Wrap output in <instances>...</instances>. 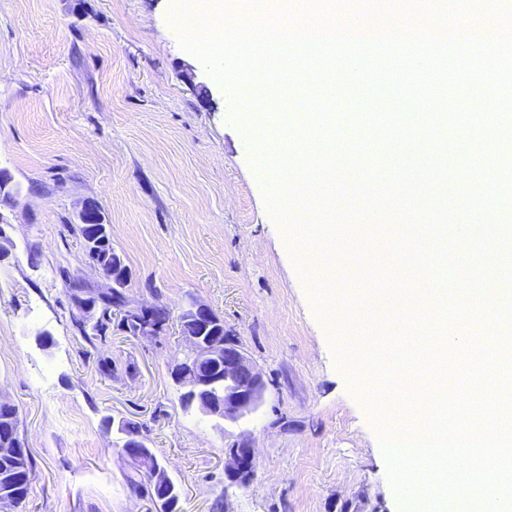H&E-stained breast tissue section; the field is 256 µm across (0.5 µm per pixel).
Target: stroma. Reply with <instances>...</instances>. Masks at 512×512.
<instances>
[{"instance_id": "35a3bbf8", "label": "stroma", "mask_w": 512, "mask_h": 512, "mask_svg": "<svg viewBox=\"0 0 512 512\" xmlns=\"http://www.w3.org/2000/svg\"><path fill=\"white\" fill-rule=\"evenodd\" d=\"M177 0H0V168L22 188L0 211L15 243L0 260V396L18 409L35 467L22 512H160L112 422L130 421L180 489L179 512H402L378 409L342 354L369 288L330 264L334 299L292 253L254 162L259 137L204 62L181 47ZM194 69L209 92L192 90ZM351 116H405L408 95L376 99L342 81ZM477 127L444 125L457 184ZM100 206L131 272L130 304L159 303L165 334L72 325L67 278L97 287L75 215ZM193 299L224 320L266 382L236 424L184 410L170 376ZM112 361L102 370L101 359ZM248 436L255 476L224 477V448Z\"/></svg>"}]
</instances>
